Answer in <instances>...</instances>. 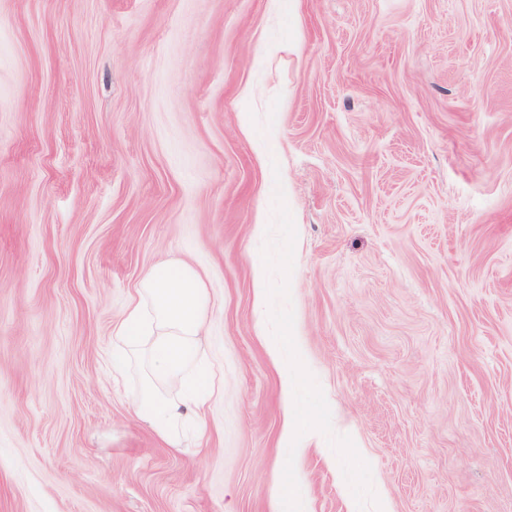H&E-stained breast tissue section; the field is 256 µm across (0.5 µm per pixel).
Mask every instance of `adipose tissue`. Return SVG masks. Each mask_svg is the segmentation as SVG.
<instances>
[{
    "mask_svg": "<svg viewBox=\"0 0 512 512\" xmlns=\"http://www.w3.org/2000/svg\"><path fill=\"white\" fill-rule=\"evenodd\" d=\"M206 300L204 282L189 265H157L144 275L115 327L125 351L142 345L149 350L152 383L136 414L173 448L185 425L204 433L208 399L223 386L222 377L199 359Z\"/></svg>",
    "mask_w": 512,
    "mask_h": 512,
    "instance_id": "1",
    "label": "adipose tissue"
}]
</instances>
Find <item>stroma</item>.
I'll return each mask as SVG.
<instances>
[{"label":"stroma","mask_w":512,"mask_h":512,"mask_svg":"<svg viewBox=\"0 0 512 512\" xmlns=\"http://www.w3.org/2000/svg\"><path fill=\"white\" fill-rule=\"evenodd\" d=\"M160 263L223 377L177 448L113 341ZM279 494L512 512V0H0V512Z\"/></svg>","instance_id":"35a3bbf8"}]
</instances>
